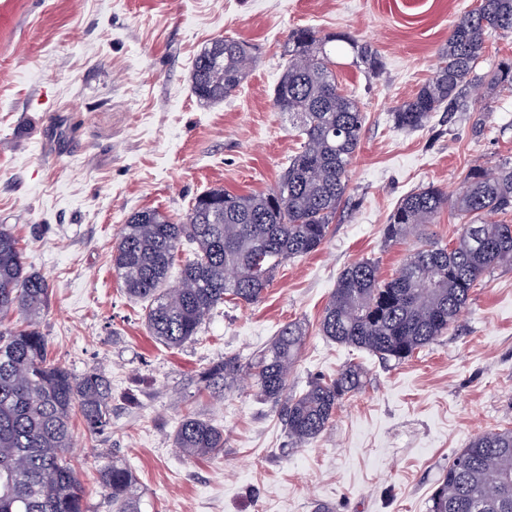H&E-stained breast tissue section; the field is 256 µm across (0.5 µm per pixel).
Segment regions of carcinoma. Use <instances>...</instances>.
<instances>
[{
    "mask_svg": "<svg viewBox=\"0 0 512 512\" xmlns=\"http://www.w3.org/2000/svg\"><path fill=\"white\" fill-rule=\"evenodd\" d=\"M512 34V0H479L462 15L440 52V62L412 98L393 112L397 128H424L433 114L455 112L474 87L488 31ZM351 49L356 64L383 69L378 49L347 32L323 34L313 27L290 33L287 64L274 89V105L304 136L276 184L258 195L222 188L198 195L184 218L154 209L133 213L113 249V269L128 295L147 302L150 334L168 348L197 336L204 321L229 298L259 302L284 262L307 256L325 243L348 188V172L365 121L358 101L341 91L333 71L336 46ZM241 41L217 38L198 54L190 76L202 104L221 102L238 90ZM512 88V58L491 76ZM450 209L460 220L452 243L428 233ZM512 163L470 167L454 200L429 185L404 195L383 235L387 242L417 233L394 275L382 280L376 263L363 260L340 273L319 323L323 336L385 360L405 361L455 326L482 279L512 267ZM195 245L181 269L179 288L168 272L184 243ZM49 284L27 269L18 240L0 228V512H89L75 465L67 457L73 440L71 415L78 411L87 433L112 426V388L95 370L80 376L47 362V344L36 323ZM17 316L23 327L4 326ZM305 340L296 323L284 325L255 360L226 356L199 376L221 393L246 374L260 395L282 406L289 440L301 445L319 437L342 400L360 389L357 364L330 380L314 379L300 394L288 393V376ZM173 443L191 458L224 448V430L195 415L178 425ZM112 512H139L135 478L114 461L99 472ZM428 512H512V428L473 437L442 470Z\"/></svg>",
    "mask_w": 512,
    "mask_h": 512,
    "instance_id": "1",
    "label": "carcinoma"
}]
</instances>
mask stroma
Returning a JSON list of instances; mask_svg holds the SVG:
<instances>
[{"label":"stroma","mask_w":512,"mask_h":512,"mask_svg":"<svg viewBox=\"0 0 512 512\" xmlns=\"http://www.w3.org/2000/svg\"><path fill=\"white\" fill-rule=\"evenodd\" d=\"M477 0H0V224L18 238L50 298L38 325L48 358L73 374L105 372L112 426L91 437L73 417L71 455L91 512H111L100 468L126 464L140 512H427L443 468L473 436L512 428V267L475 288L459 320L404 362L333 343L319 323L339 273L377 262L388 279L415 238L383 227L411 190L455 195L471 166L512 162V88L486 81L512 58V34H491L468 109L435 113L422 130L392 113L439 63L455 22ZM346 31L381 53L371 74L337 57L336 81L365 115L348 189L326 243L285 262L254 305L225 302L195 340L169 349L112 269L135 212L182 218L214 187L274 185L300 139L273 104L290 32ZM245 41L252 59L234 96L209 106L191 91L200 51ZM306 338L288 390L361 365L364 387L327 430L295 448L252 380L223 396L198 374L227 355L254 358L285 324ZM224 431V449L184 456L173 434L186 414Z\"/></svg>","instance_id":"obj_1"}]
</instances>
